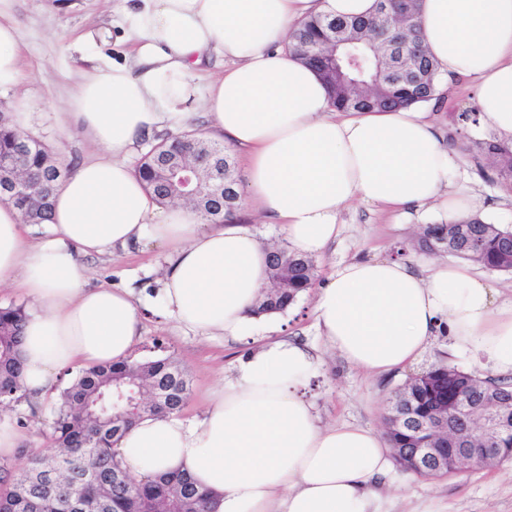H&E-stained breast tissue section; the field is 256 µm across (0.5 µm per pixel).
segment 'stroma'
<instances>
[{
  "mask_svg": "<svg viewBox=\"0 0 512 512\" xmlns=\"http://www.w3.org/2000/svg\"><path fill=\"white\" fill-rule=\"evenodd\" d=\"M114 0H14L13 20L20 32L24 78L13 91L0 95V112H11L16 101H25L31 114L29 135L41 140L52 152L78 162L95 147L75 128L63 129V113L79 80L84 59L102 51L121 58L127 49L112 22ZM472 81H460L436 109V120L446 139L452 140L458 156V186L482 202L485 221L512 227V193L486 159L476 158L474 140L483 138L478 128L458 121L459 113L471 109ZM342 231L336 245L314 261L318 276L352 259L381 258L404 253L418 262L429 260L414 245L423 230L438 223L437 215L405 221L393 213L357 204L340 217ZM168 251L154 242L116 249L112 255L84 258L88 284L133 289L138 300L141 336L133 360L170 357L187 372L191 393L180 413L182 419L198 416L210 391L224 380L225 367L248 350L245 342L222 337L199 336L158 315L161 270ZM313 291L306 293L284 313V336L318 349L322 364L310 384V395L322 423L349 422L383 430L387 407L409 377L443 361L460 369L485 373L486 367L469 355L454 354L447 336L435 338L421 360L405 370L370 375L350 365L325 348L313 318ZM57 394L40 406L10 403L0 408L21 433L22 441L12 466L26 455L50 456L56 448L51 440ZM392 491L382 498L383 512H512V461L470 469L444 478H422L394 469Z\"/></svg>",
  "mask_w": 512,
  "mask_h": 512,
  "instance_id": "stroma-1",
  "label": "stroma"
}]
</instances>
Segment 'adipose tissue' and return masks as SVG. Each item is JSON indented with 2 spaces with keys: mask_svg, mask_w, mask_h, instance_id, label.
Listing matches in <instances>:
<instances>
[{
  "mask_svg": "<svg viewBox=\"0 0 512 512\" xmlns=\"http://www.w3.org/2000/svg\"><path fill=\"white\" fill-rule=\"evenodd\" d=\"M0 0V92L21 80L19 36ZM377 0H119L120 59L90 57L68 118L98 149L55 188L48 232L30 241L18 209L0 203V286L29 301L18 395L39 404L61 374L128 360L140 336L128 288L87 284L83 255L145 240L164 244L163 312L203 336L260 333L254 310L269 282L268 248L244 224H210L161 206L130 164L155 132L201 122L244 149L243 205L284 229L290 252L320 255L353 203L401 216L468 217L474 197L453 185L455 152L428 103L343 112L319 75L287 48L314 16L358 17ZM437 92L476 82L479 128L512 145V0H420ZM223 69L211 75V61ZM471 268L401 257L340 264L314 294L325 346L372 373L416 364L439 331L452 348L512 377V300ZM317 366L306 347L269 339L241 354L202 413L147 415L115 443L121 467L147 479L190 475L215 512H379L376 487L391 448L360 425L321 424L304 388Z\"/></svg>",
  "mask_w": 512,
  "mask_h": 512,
  "instance_id": "1",
  "label": "adipose tissue"
}]
</instances>
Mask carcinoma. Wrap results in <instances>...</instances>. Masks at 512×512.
Wrapping results in <instances>:
<instances>
[{
	"instance_id": "obj_1",
	"label": "carcinoma",
	"mask_w": 512,
	"mask_h": 512,
	"mask_svg": "<svg viewBox=\"0 0 512 512\" xmlns=\"http://www.w3.org/2000/svg\"><path fill=\"white\" fill-rule=\"evenodd\" d=\"M289 49L322 77L331 68L335 56L348 81L365 83L377 91L376 98L353 103L342 84L325 81L333 104L341 110L395 109L426 102L435 96V66L423 43L415 0H378L376 12L367 17L313 18L296 33ZM18 139V131L0 115V154L15 152ZM209 143L211 140L190 131L155 144L143 156L137 171L160 203H170L168 196L159 191L167 179L162 159L188 161ZM476 147L481 155L493 161L500 178L512 183V146L490 139L477 142ZM230 156L229 152L212 158L213 163L225 169L228 194L224 197V209L205 198L190 201L215 224L240 218L238 180L235 169H227ZM24 162L28 190L12 203L38 226L49 218L54 187L70 169L65 166L61 174H56L54 155L40 141L24 153ZM419 248L431 252L443 250L489 271L512 274V229L488 224L477 216L453 224L428 226ZM315 274L312 259L278 250L276 258L270 260L271 284L259 300L258 312L286 311L300 293L311 287ZM25 320L24 306L0 307V390L8 394L11 402L15 400L23 368L18 345ZM175 374L181 375L180 392L184 398L189 392V380L184 370L169 358L131 360L80 371L74 382L62 391L61 404L51 425L58 454L51 458H27L16 478L11 476L8 464L0 463V512H25L19 500L23 490L40 498L41 512H68L66 472H60L55 486H44L42 475L51 463L77 468L90 477L105 476L103 482H92L85 489L94 512H213L212 497L190 477L163 473L150 480L132 482L115 459L112 447L115 438L143 415H170L180 409L165 410L146 399L134 414L127 415L112 408V392L132 378L147 390L153 384L161 386L172 381ZM396 396L405 412L424 423L432 421L437 409H448V438H457L459 447L471 449L455 471L485 465L482 451L485 446L503 449V462L512 459V433L485 438L476 424H469L465 430L457 418L462 401L484 398L499 402L503 416L511 421V385L440 362L428 368L425 377L411 378ZM384 423L392 448L416 447L417 441L406 431L396 429L389 418H384Z\"/></svg>"
}]
</instances>
